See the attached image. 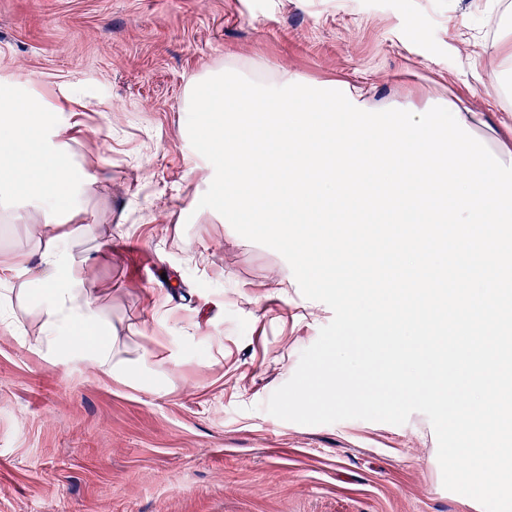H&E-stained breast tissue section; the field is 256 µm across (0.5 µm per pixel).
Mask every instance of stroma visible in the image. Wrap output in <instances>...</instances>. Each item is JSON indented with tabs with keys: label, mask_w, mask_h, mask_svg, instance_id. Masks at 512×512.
<instances>
[{
	"label": "stroma",
	"mask_w": 512,
	"mask_h": 512,
	"mask_svg": "<svg viewBox=\"0 0 512 512\" xmlns=\"http://www.w3.org/2000/svg\"><path fill=\"white\" fill-rule=\"evenodd\" d=\"M512 0H0V79L84 105L67 149L95 180L64 229L126 357L53 367L0 284V512H484L442 483L429 419L301 425L264 405L333 318L287 261L198 203L189 78L235 66L346 83L378 109L472 101L512 126L488 46Z\"/></svg>",
	"instance_id": "obj_1"
}]
</instances>
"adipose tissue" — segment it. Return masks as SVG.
Here are the masks:
<instances>
[{
    "mask_svg": "<svg viewBox=\"0 0 512 512\" xmlns=\"http://www.w3.org/2000/svg\"><path fill=\"white\" fill-rule=\"evenodd\" d=\"M51 104L27 87L0 80V198L18 197L22 208L12 221L31 225L39 255L0 254V282L24 276L22 293L42 320L37 348L54 366L90 360L106 374L137 379L139 368L119 358L109 325L85 290L93 268L75 261L61 231L82 209L93 183L83 177L65 150L67 125L49 119Z\"/></svg>",
    "mask_w": 512,
    "mask_h": 512,
    "instance_id": "ef3b65f1",
    "label": "adipose tissue"
}]
</instances>
